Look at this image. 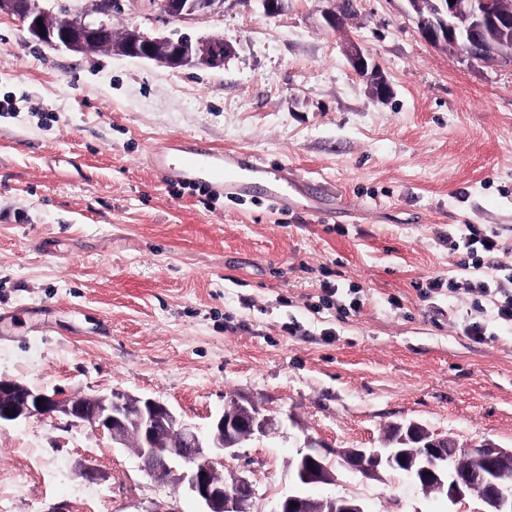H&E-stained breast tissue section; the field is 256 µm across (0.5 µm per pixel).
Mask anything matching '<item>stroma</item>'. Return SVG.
Here are the masks:
<instances>
[{
  "instance_id": "35a3bbf8",
  "label": "stroma",
  "mask_w": 512,
  "mask_h": 512,
  "mask_svg": "<svg viewBox=\"0 0 512 512\" xmlns=\"http://www.w3.org/2000/svg\"><path fill=\"white\" fill-rule=\"evenodd\" d=\"M326 0H224L180 23L157 0H123L112 28L187 31L234 48L223 68H169L33 41L0 16V379L72 396L113 390L207 426L245 396L284 420L221 476L253 482L254 512L288 490L305 439L377 448L415 421L461 447L512 448V326L449 283L512 269V66L472 63L420 36L405 0H357L339 31ZM391 86L377 101L344 48ZM241 149L322 191L285 209L269 186L242 200L163 181L170 138ZM336 217L322 222L317 207ZM473 224L499 252L471 261L449 238ZM441 278L444 289L417 286ZM340 308L322 309V283ZM478 321V342L466 327ZM100 478L82 477L83 466ZM310 497L368 512H479L397 473L337 467ZM198 512L133 448L68 419L0 425V512Z\"/></svg>"
}]
</instances>
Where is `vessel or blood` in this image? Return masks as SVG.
<instances>
[{"label": "vessel or blood", "instance_id": "b4317fda", "mask_svg": "<svg viewBox=\"0 0 512 512\" xmlns=\"http://www.w3.org/2000/svg\"><path fill=\"white\" fill-rule=\"evenodd\" d=\"M152 163L161 177L188 182H205L228 197L249 194L255 182L273 184V199L288 205L296 189L287 168H274L263 160L242 152L205 149L194 144L167 145L155 150Z\"/></svg>", "mask_w": 512, "mask_h": 512}]
</instances>
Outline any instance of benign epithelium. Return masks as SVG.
<instances>
[{
  "label": "benign epithelium",
  "instance_id": "benign-epithelium-1",
  "mask_svg": "<svg viewBox=\"0 0 512 512\" xmlns=\"http://www.w3.org/2000/svg\"><path fill=\"white\" fill-rule=\"evenodd\" d=\"M406 2L425 42L451 47L476 61L473 43L481 39L485 47L493 50V57L512 64V0ZM222 4L224 0H160L163 12L179 22L211 13ZM0 15L19 18L38 43L64 46L76 52L92 53L105 47L118 55L172 68H221L233 54V47L222 39H194L179 31L170 36L151 37L137 27H130L121 38L108 42L104 20L56 15L41 6L39 0H0ZM323 19L334 31L344 28L348 21L346 14L334 7L323 12ZM346 57L352 73L367 83L373 97L382 101L390 97V86L369 53L352 44ZM38 398L42 402H36ZM237 404L244 411L242 419L229 420L221 413L203 430L180 419L167 404L151 397L119 390L91 398L63 397L25 382L0 380V423L63 415L72 423L87 424L108 434L117 444L124 443L126 433L132 429L139 441L136 453L146 474L158 481L176 476L178 484L202 505L200 512H253L256 491L250 478L239 475L227 486L214 477L217 464L224 463L226 456L236 455L244 442L279 432L282 423L246 398L237 399ZM171 427L177 429L181 440L175 450L166 439V431ZM478 449L483 468L478 470L480 478L475 479L470 471L448 474V456L464 454L466 449L414 422L398 425L390 441L379 448L330 449L308 439L300 448L301 455L289 467V480L296 491L280 497L273 512H308L302 488L335 481L332 455L342 457L345 467L352 472L363 470L366 477L403 468L418 487H448V501L452 504L475 497L484 505L480 512H512V496L500 488V462L512 458V450L490 444H481ZM330 503L329 512H365L363 504L355 498L336 497Z\"/></svg>",
  "mask_w": 512,
  "mask_h": 512
}]
</instances>
